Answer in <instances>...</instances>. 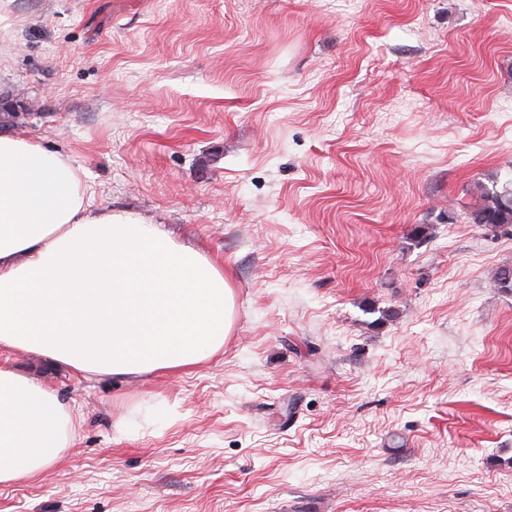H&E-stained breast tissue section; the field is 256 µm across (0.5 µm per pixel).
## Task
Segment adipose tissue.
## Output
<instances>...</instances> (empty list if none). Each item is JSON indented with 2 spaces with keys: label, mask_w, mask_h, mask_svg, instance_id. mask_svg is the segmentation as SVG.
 <instances>
[{
  "label": "adipose tissue",
  "mask_w": 512,
  "mask_h": 512,
  "mask_svg": "<svg viewBox=\"0 0 512 512\" xmlns=\"http://www.w3.org/2000/svg\"><path fill=\"white\" fill-rule=\"evenodd\" d=\"M224 270L158 224L94 205L78 166L0 135V347L97 378L195 365L232 326ZM71 406L0 366V483L59 461Z\"/></svg>",
  "instance_id": "ef3b65f1"
}]
</instances>
